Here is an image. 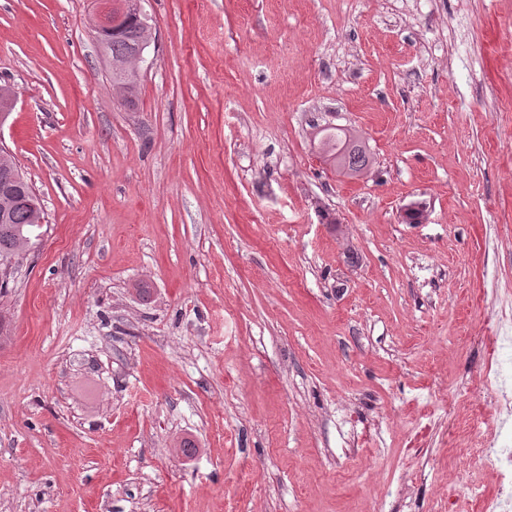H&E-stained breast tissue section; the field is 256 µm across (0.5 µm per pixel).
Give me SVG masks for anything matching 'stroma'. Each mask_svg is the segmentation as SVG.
Returning a JSON list of instances; mask_svg holds the SVG:
<instances>
[{
    "instance_id": "obj_1",
    "label": "stroma",
    "mask_w": 512,
    "mask_h": 512,
    "mask_svg": "<svg viewBox=\"0 0 512 512\" xmlns=\"http://www.w3.org/2000/svg\"><path fill=\"white\" fill-rule=\"evenodd\" d=\"M112 6L0 0L47 220L0 299V512H480L446 448L501 429L512 0H146L134 110ZM143 0H115L117 7L112 8V14L101 17L96 25L97 41H103L112 35V30L119 24L127 13L144 15ZM149 31L147 17L127 21L121 30L112 35L106 44L100 45L102 53L110 60L112 86L120 90L123 102L128 108H134L138 98L140 72L136 67L138 56L143 57V44L147 43L146 32ZM315 138L326 162L349 177L366 175L373 164L366 143L351 129L338 125L317 126Z\"/></svg>"
}]
</instances>
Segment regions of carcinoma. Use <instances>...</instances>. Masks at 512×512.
Returning a JSON list of instances; mask_svg holds the SVG:
<instances>
[{
    "label": "carcinoma",
    "instance_id": "cac0c4a2",
    "mask_svg": "<svg viewBox=\"0 0 512 512\" xmlns=\"http://www.w3.org/2000/svg\"><path fill=\"white\" fill-rule=\"evenodd\" d=\"M149 31L147 17L127 21L121 30L101 46L102 53L110 60L112 86L120 90L124 104L133 108L138 98L140 72L136 67L139 51L147 43ZM318 145L326 162L345 176L366 175L373 164L372 154L366 143L352 130L338 125L317 127ZM35 199L19 194L15 205L6 218L0 217V261L8 260L17 253L23 240L36 249L43 236L37 224L38 211L32 203Z\"/></svg>",
    "mask_w": 512,
    "mask_h": 512
}]
</instances>
